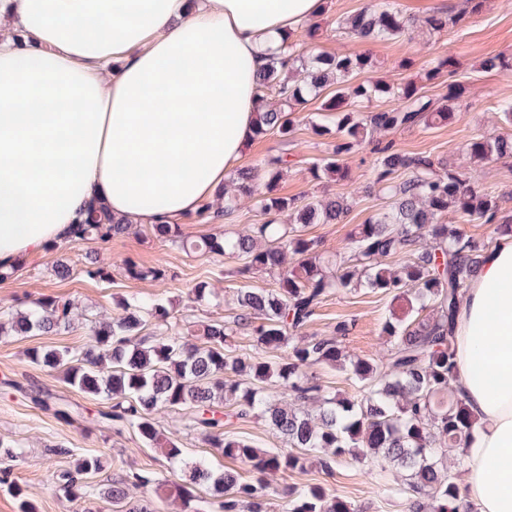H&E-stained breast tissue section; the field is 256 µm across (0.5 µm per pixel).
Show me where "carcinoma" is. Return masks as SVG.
Masks as SVG:
<instances>
[{
  "label": "carcinoma",
  "mask_w": 512,
  "mask_h": 512,
  "mask_svg": "<svg viewBox=\"0 0 512 512\" xmlns=\"http://www.w3.org/2000/svg\"><path fill=\"white\" fill-rule=\"evenodd\" d=\"M485 0H465L456 12L434 11L422 26L442 32L455 28L484 8ZM415 20L404 17L394 0H368L366 6L338 23V28L369 43L406 35ZM289 76H283L279 57L270 59L259 78L258 91L266 109L257 113L255 135L276 132L286 139L296 131L295 112L308 97L324 95L321 111L331 126H314L315 134L331 135L328 155L312 163L313 179L332 174L351 178L347 158L371 146L369 166L373 186L388 199L387 206L358 225L350 252L325 259L319 242L306 234L310 224H335L352 208L346 197L316 195L299 200L277 194L288 153L267 156L259 165L237 170L224 188V206L217 215L230 218L241 197H250L264 215L286 213L288 224L267 220L252 224L244 234H212L189 240L177 224H155L153 233L183 249L239 262L236 274L247 278L264 272L277 287L241 288L234 325L222 320L199 324L193 343L185 339L179 322L160 301L131 296L118 301L122 314L99 321L89 342L70 351L34 349L32 363L62 370L65 382L82 393L111 402L100 409L97 424L108 431L136 434L147 447L161 448L166 460L179 467L181 483L167 496L182 501L183 512H197L195 492L210 490L220 498L219 512H266L265 499L275 476L303 470L313 463L331 471L352 460L376 471L384 492L414 493L410 512H471L448 465V450L465 446L477 417L456 391L455 326L460 302L477 274L487 246L448 225L453 213L464 221L477 219L494 225L498 235L512 234V214L504 213L502 196L475 185L468 165L512 162V137L480 135L463 149L466 163L447 165L424 154H410L383 136L414 127L430 128L457 119L456 106L468 87L453 78V53L429 60L420 81L390 83L377 80L355 84L353 79L372 66L369 55L293 54ZM484 72H512V56L485 58ZM448 77L445 92L429 95L426 86ZM387 98V108L358 113L351 99ZM132 224L96 207L77 227L71 241L108 242L128 233ZM126 275L134 280L163 283L167 271L126 261ZM92 280H108L109 268L89 256L82 267ZM366 287L402 303L403 315L390 313L382 333L390 346L378 358L346 354L340 337L348 326L336 322L328 336L302 334L326 297ZM71 300L46 296L26 312L0 313V335L51 333L71 324ZM250 326L258 349L277 355L268 359L232 349L233 326ZM330 365L346 369L357 384L351 398H337L309 369ZM40 408L62 420L75 408L50 390L32 396ZM232 409L226 414L223 408ZM177 415L199 432L209 447L224 457L240 460L249 479L216 470L203 458L188 459L177 441L164 436L157 414ZM260 419L285 441L283 448H259L254 442L224 431V416ZM100 456L77 459L74 468L53 473L55 491L67 500L95 495L125 512H155L148 502H128L126 483L112 481L103 488L87 482L102 472ZM0 485L19 499V512H36L10 481V469L0 468ZM288 512H356V508L318 484L287 491Z\"/></svg>",
  "instance_id": "cac0c4a2"
}]
</instances>
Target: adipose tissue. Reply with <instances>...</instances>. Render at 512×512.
Here are the masks:
<instances>
[{
  "label": "adipose tissue",
  "instance_id": "obj_1",
  "mask_svg": "<svg viewBox=\"0 0 512 512\" xmlns=\"http://www.w3.org/2000/svg\"><path fill=\"white\" fill-rule=\"evenodd\" d=\"M321 0H0V266L100 207L174 224L213 204L254 136L258 79ZM479 419L460 454L478 512H512V236L456 329Z\"/></svg>",
  "mask_w": 512,
  "mask_h": 512
}]
</instances>
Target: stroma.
Masks as SVG:
<instances>
[{
  "mask_svg": "<svg viewBox=\"0 0 512 512\" xmlns=\"http://www.w3.org/2000/svg\"><path fill=\"white\" fill-rule=\"evenodd\" d=\"M367 0H325V13L320 34L306 41L307 49L325 53H369L374 61L372 69L362 72L361 83L383 79L402 82L408 72L396 71L394 65L401 58H413L416 64L454 52L458 59L459 75L468 84V94L461 107V116L451 123L432 128L419 127L394 136L397 146L408 153H426L444 161H459L460 152L473 137L512 131V126L501 122L494 109L496 100L512 98V72L484 73L479 62L488 56L504 53L512 55V0H486L483 11L471 16L463 26L443 33H433L421 27L409 30L397 40L364 43L337 32V19L353 14ZM297 129L293 137L283 139L276 134L254 137L238 161L239 167H253L266 155L287 151L300 159L279 183V192L287 197L303 195H351L355 203L339 224H312L306 229L309 237L321 243L326 254H334L350 245V238L358 224L386 206L381 195L366 194L370 180L367 150L352 154L348 163L352 178L336 182L325 178L313 180L308 172L310 163L320 160L328 152V138L317 136L315 123L321 122L319 99L313 98L297 112ZM254 203L241 199L234 217L217 222L190 216L181 223L184 235L197 238L211 234L230 235L246 230L249 225L263 223ZM98 252L110 267L111 277L93 281L81 273L86 252ZM132 259L143 267L166 269L168 279L157 284L133 280L123 269L125 259ZM67 260L72 268L68 278L55 272L58 260ZM234 261H220L198 254L186 253L179 245L157 239L150 226L132 227L129 234L112 238L110 242L85 241L71 244L57 243L27 259L11 277L0 281V309H25L42 296H65L76 306L70 327L53 334L30 333L9 336L0 340V439L14 443L20 455L11 461L13 479L34 501L38 512H112V504L103 497L87 501H68L52 489L54 471L72 468L76 460L87 454H101L109 458L105 471L91 475L93 485L101 486L115 479H128L135 473H147L154 482L145 487H129L131 500L153 501L157 512H179L178 502L165 497L158 485L177 480L180 471L163 457L157 448L144 446L132 433L117 434L100 428L93 419L96 410L105 404L104 398L83 394L69 386L62 373L46 370L33 364L28 354L38 348L63 349L84 345L92 321L119 314L117 302L137 295L159 298L183 328L193 329L201 321H233L238 312L236 292L247 287L274 288L268 274L258 272L251 278L231 276ZM209 282L213 296L197 302L191 287L199 281ZM387 296L358 288L329 295L319 308L308 333L323 335L336 322H347L350 331L344 341L346 351L353 356L374 357L388 346L381 333L389 314ZM38 389L53 391L66 402L80 406L81 416L68 423L58 421L51 412L33 404L29 394ZM166 436L177 440L186 453L206 457L219 468L246 473L247 468L237 460L221 456L209 448L202 437L187 429L176 417L165 418ZM276 493L267 502L268 512H287V500L282 491L287 487L321 484L336 495L351 502L359 512H408L410 499L406 496H384L379 479L355 463L336 466L325 472L310 465L305 470L278 475L274 481Z\"/></svg>",
  "mask_w": 512,
  "mask_h": 512,
  "instance_id": "stroma-1",
  "label": "stroma"
}]
</instances>
